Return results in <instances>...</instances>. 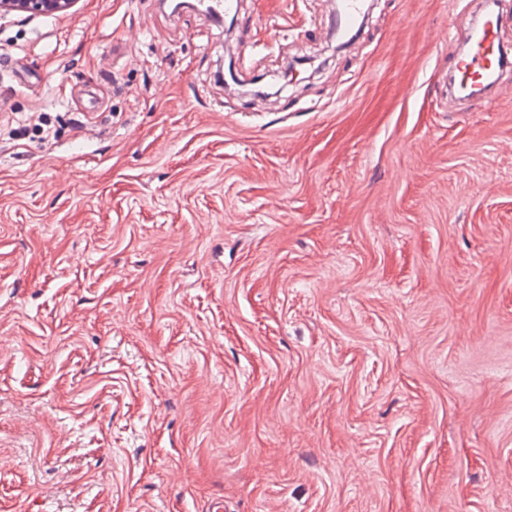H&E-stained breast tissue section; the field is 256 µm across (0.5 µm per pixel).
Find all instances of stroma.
<instances>
[{"label": "stroma", "mask_w": 512, "mask_h": 512, "mask_svg": "<svg viewBox=\"0 0 512 512\" xmlns=\"http://www.w3.org/2000/svg\"><path fill=\"white\" fill-rule=\"evenodd\" d=\"M485 0L0 18V512H512V67ZM478 38L472 49L453 56V78L456 87L462 83H473L487 75L494 74L499 68L501 47V16L498 13L483 19Z\"/></svg>", "instance_id": "stroma-1"}]
</instances>
